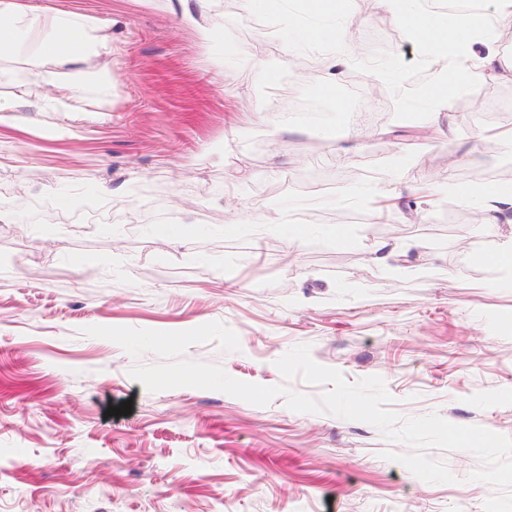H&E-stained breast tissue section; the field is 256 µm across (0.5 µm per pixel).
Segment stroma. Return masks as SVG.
<instances>
[{
    "instance_id": "35a3bbf8",
    "label": "stroma",
    "mask_w": 512,
    "mask_h": 512,
    "mask_svg": "<svg viewBox=\"0 0 512 512\" xmlns=\"http://www.w3.org/2000/svg\"><path fill=\"white\" fill-rule=\"evenodd\" d=\"M17 3L23 39L0 56V100L16 109L0 123V512H484L493 490L469 481L470 452L430 450L454 480L428 483L383 459L392 444L367 423L297 413L282 395L262 407L153 393L129 371L160 356L135 360L82 330L218 321L239 351L200 343L188 359L318 396L326 385L275 366L307 344L348 382L381 377L402 416L512 437V273L484 262L501 239L420 194L490 182L512 161L481 139L494 113L512 114V82L484 80L471 113H434L427 90L372 98L424 68L379 0L337 42L343 66L303 46L321 61L312 79L291 64L296 26L317 22L304 0L277 14L267 0H208L209 43L179 26L178 0ZM67 14L109 22L110 49L43 58L44 18ZM69 78L80 97H61ZM378 185L398 194L385 214L360 199ZM19 199L55 223H21ZM336 209L351 219L340 244L315 219ZM157 224L192 233L159 238ZM285 224L308 225V241ZM127 400L129 415L107 416Z\"/></svg>"
}]
</instances>
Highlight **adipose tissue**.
I'll return each instance as SVG.
<instances>
[{"instance_id":"obj_1","label":"adipose tissue","mask_w":512,"mask_h":512,"mask_svg":"<svg viewBox=\"0 0 512 512\" xmlns=\"http://www.w3.org/2000/svg\"><path fill=\"white\" fill-rule=\"evenodd\" d=\"M316 13L321 24L299 30L302 42H316L333 47L344 31L333 26V19L353 23L360 13L359 0H315ZM383 7L407 32L417 35L428 56L456 60L463 68L457 74L454 89L464 92L471 73L487 79L512 81V53L502 51L503 39H512V0H493L495 19L478 18L461 11L444 15L422 8L420 0H381ZM51 36L43 45L44 55L71 56L73 61H85L87 55L108 50L109 35L104 27L95 25L90 18L79 14L52 17ZM483 44L484 53L474 51V44ZM475 207L480 211L482 223L491 227L503 224L512 227V180L495 181L490 185L460 190H430L428 203L441 200Z\"/></svg>"}]
</instances>
